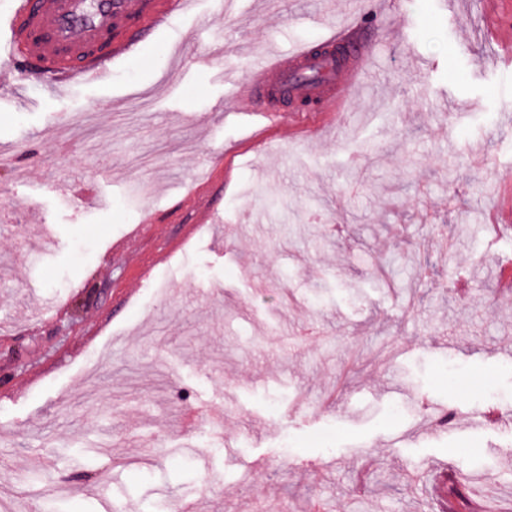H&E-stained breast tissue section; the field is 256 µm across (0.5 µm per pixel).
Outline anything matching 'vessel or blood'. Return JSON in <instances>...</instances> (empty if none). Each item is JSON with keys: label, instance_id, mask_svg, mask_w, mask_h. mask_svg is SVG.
Wrapping results in <instances>:
<instances>
[{"label": "vessel or blood", "instance_id": "b4317fda", "mask_svg": "<svg viewBox=\"0 0 512 512\" xmlns=\"http://www.w3.org/2000/svg\"><path fill=\"white\" fill-rule=\"evenodd\" d=\"M189 0H10L0 10V67L47 75L52 93L76 83L100 84L113 66L134 57L139 35L183 11ZM342 26L287 56L256 59L245 79L231 80L229 96L244 116L278 126L306 120L305 111L261 107L263 97L320 98L321 116L344 120L362 81L369 45L350 42Z\"/></svg>", "mask_w": 512, "mask_h": 512}]
</instances>
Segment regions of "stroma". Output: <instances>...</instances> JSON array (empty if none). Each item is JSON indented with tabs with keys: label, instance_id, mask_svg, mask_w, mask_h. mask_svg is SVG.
Wrapping results in <instances>:
<instances>
[{
	"label": "stroma",
	"instance_id": "35a3bbf8",
	"mask_svg": "<svg viewBox=\"0 0 512 512\" xmlns=\"http://www.w3.org/2000/svg\"><path fill=\"white\" fill-rule=\"evenodd\" d=\"M352 9L193 0L61 98L0 68L6 512H439L447 472L512 512V415L469 425L512 404V0H368L347 126L232 115L221 70Z\"/></svg>",
	"mask_w": 512,
	"mask_h": 512
}]
</instances>
